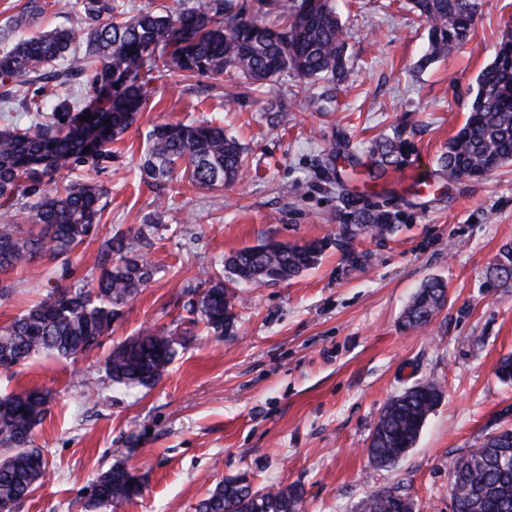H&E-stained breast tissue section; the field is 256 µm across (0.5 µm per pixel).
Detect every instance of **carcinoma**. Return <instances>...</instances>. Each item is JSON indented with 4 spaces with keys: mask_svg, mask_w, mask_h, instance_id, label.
Wrapping results in <instances>:
<instances>
[{
    "mask_svg": "<svg viewBox=\"0 0 512 512\" xmlns=\"http://www.w3.org/2000/svg\"><path fill=\"white\" fill-rule=\"evenodd\" d=\"M427 23L429 52L424 68L446 58L470 36L478 0H411ZM78 15L84 63L63 67L73 44L67 28L16 39L0 53V102L17 103L42 116L56 88L83 72L86 97L111 98L106 110L71 112L67 102L49 121L0 129V204L12 208L33 197L28 217L0 224V272L31 264L38 256L68 260L100 222L105 189L95 181L72 179L47 189L61 174L78 167L105 169L112 163V141L139 119L151 99L152 83L172 74L222 78L235 86L274 87L288 77L308 87L327 86L317 97L318 110L332 111L333 91L347 75L344 30L335 0H202L148 6L133 14L126 0H25L15 25H29L48 9ZM39 84L37 94L20 96L23 86ZM413 148L400 131L376 141L370 152L375 166L367 171L377 184L387 179ZM512 163V35L504 38L493 61L478 76L477 92L465 124L439 156V171L450 179L479 180ZM247 153L224 128L204 124L164 123L148 133L141 164L143 178L163 205L175 184L218 189L241 179ZM401 222V212L380 204L355 207L345 214L336 238L343 259L362 264L354 241L361 235L384 240ZM155 222L143 224L134 249L115 234L102 244L103 262L93 287L56 289L21 315L0 326V369L10 370L39 353L76 357L97 348L153 274L146 247ZM326 247L323 240L292 244L275 238L243 247L224 258V275L189 312L201 317L217 336L235 325L241 285L286 283L314 268ZM493 291L512 289V245L505 244L485 273ZM448 302V283L429 278L412 297L401 326L429 325ZM178 329H146L105 360L106 376L118 387H151L167 372L181 345ZM437 379H427L393 397L369 437L375 468L395 467L413 448L429 415L443 397ZM48 397L37 390L0 397V506L14 512L30 497L45 473L42 450L33 432L47 415ZM449 495L456 512H512V427L483 435L449 465ZM88 512H108L143 492L138 474L115 463L91 481ZM302 488L289 485L254 490L240 476L219 481L196 506V512H300ZM360 512H417V502L401 484L373 490Z\"/></svg>",
    "mask_w": 512,
    "mask_h": 512,
    "instance_id": "1",
    "label": "carcinoma"
}]
</instances>
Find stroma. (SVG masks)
I'll use <instances>...</instances> for the list:
<instances>
[{
	"instance_id": "1",
	"label": "stroma",
	"mask_w": 512,
	"mask_h": 512,
	"mask_svg": "<svg viewBox=\"0 0 512 512\" xmlns=\"http://www.w3.org/2000/svg\"><path fill=\"white\" fill-rule=\"evenodd\" d=\"M350 73L336 109L318 111L313 92L292 78L269 95L224 83L172 77L158 86L138 122L112 145L102 172L79 168L107 191L102 219L70 260L38 257L0 274V325L56 288H88L102 241L158 217L153 275L123 309L100 348L77 359L42 354L0 370V397L26 389L50 395L34 445L48 476L19 512H85L90 479L121 461L144 480L142 496L116 512H195L215 483L248 473L253 484H295L301 512H360L369 492L409 485L419 512H451L448 464L484 433L512 426V384L496 369L512 354V292L489 291L484 273L512 243V164L479 181L448 180L437 159L465 122L477 77L512 34V0H481L470 40L447 60L416 67L427 24L407 0H338ZM283 118L271 124L269 100ZM215 120L248 152L247 179L224 189L184 187L165 205L141 181L153 124ZM418 132L394 170L390 208L404 219L384 240L363 237L365 265L353 268L333 245L346 200H371L344 157L342 184L322 170L327 153L348 147L361 168L370 144L402 124ZM431 191L410 192L419 177ZM273 237L328 240L318 266L283 285L241 288L232 335L209 333L186 310L188 289L209 287L225 255ZM431 277L448 283V302L421 332L403 330L411 296ZM179 328L183 347L149 388L112 387L105 358L142 330ZM433 377L444 397L414 448L392 470L374 469L371 430L396 395Z\"/></svg>"
}]
</instances>
